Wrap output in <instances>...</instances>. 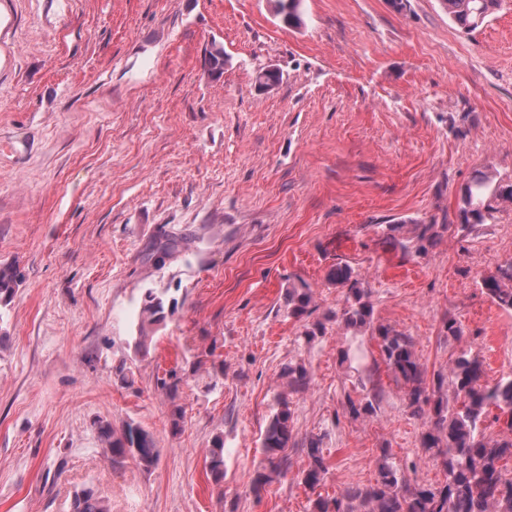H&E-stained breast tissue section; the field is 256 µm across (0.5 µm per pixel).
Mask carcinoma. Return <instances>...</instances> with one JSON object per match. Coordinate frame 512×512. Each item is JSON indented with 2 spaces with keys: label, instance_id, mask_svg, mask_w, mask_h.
Returning <instances> with one entry per match:
<instances>
[{
  "label": "carcinoma",
  "instance_id": "1",
  "mask_svg": "<svg viewBox=\"0 0 512 512\" xmlns=\"http://www.w3.org/2000/svg\"><path fill=\"white\" fill-rule=\"evenodd\" d=\"M449 19L459 29L472 31L483 25L499 6V0H439ZM204 59L218 74L224 73V46L213 41L205 49ZM512 208V176L498 171H479L465 186L458 203L460 231L468 232L478 224H490L496 214ZM446 224L418 217H404L386 225L387 237L404 232L402 248L425 254L439 240ZM183 245V239L168 236L145 254V260L157 268L166 265ZM328 280L343 288L342 303L336 322L351 336L366 333L375 337L382 364L396 383L405 389V400L411 414L425 417L427 429L422 433L423 451L437 457L445 480L439 486H412L393 461L390 448L381 449L380 464L373 483L350 485L340 494L330 496L318 492L326 483L330 465L324 455L322 439L311 437L299 443L293 437L290 396L303 392L310 383V372L303 364L288 366L281 374L284 390L277 394L276 408L270 415L261 439L262 459L250 476V488L260 493L265 486L288 475L292 467L291 452L305 457L299 472L301 484L315 498L309 500L310 512H512V422L509 434L487 436L481 429L482 416L489 405L512 411V375L502 376L490 385L484 381L485 369L478 355L463 350L451 361L448 372L427 375L419 364L412 337L374 322L372 292L365 279L349 264H338L328 273ZM20 282L13 265H0V322L2 309L12 302ZM492 303L512 311V258L500 264L496 272L480 283ZM285 307L288 316L301 320L316 307L314 291L303 281L286 287ZM165 301L153 291L145 293L137 313L135 336L137 355H146L151 333L165 320ZM374 367L362 383V397H347L348 413L358 418L376 414L383 389ZM454 405H449L448 394ZM98 433L106 444L112 467L134 461L145 471L158 462L160 451L153 437L139 424L130 421L117 430L98 425ZM208 472L215 483L224 480V439L216 436L209 450ZM71 512H110L107 501L91 488L74 493Z\"/></svg>",
  "mask_w": 512,
  "mask_h": 512
}]
</instances>
